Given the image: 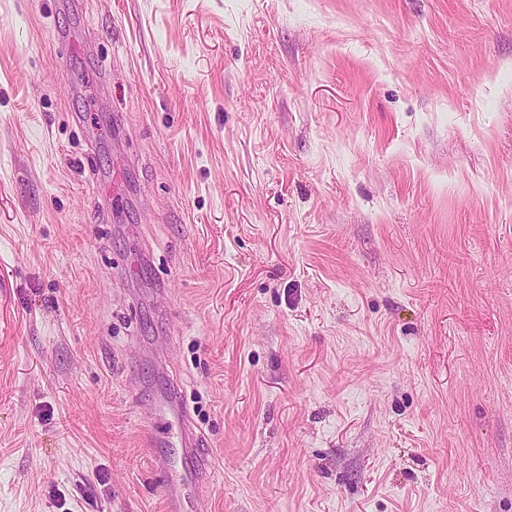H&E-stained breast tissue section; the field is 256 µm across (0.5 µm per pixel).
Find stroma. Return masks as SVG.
<instances>
[{"label": "stroma", "instance_id": "1", "mask_svg": "<svg viewBox=\"0 0 512 512\" xmlns=\"http://www.w3.org/2000/svg\"><path fill=\"white\" fill-rule=\"evenodd\" d=\"M172 387L203 512H512V0H0V512Z\"/></svg>", "mask_w": 512, "mask_h": 512}]
</instances>
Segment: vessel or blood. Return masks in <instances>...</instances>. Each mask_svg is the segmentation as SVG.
<instances>
[{
    "label": "vessel or blood",
    "mask_w": 512,
    "mask_h": 512,
    "mask_svg": "<svg viewBox=\"0 0 512 512\" xmlns=\"http://www.w3.org/2000/svg\"><path fill=\"white\" fill-rule=\"evenodd\" d=\"M157 420L144 429L143 437L149 448H157L164 441L161 425L176 424L180 451L164 460L163 470L170 478L164 485V512H193L204 482L212 474L207 457L200 455L196 443L200 437L195 425L184 411L176 392L161 396L156 406Z\"/></svg>",
    "instance_id": "obj_1"
}]
</instances>
